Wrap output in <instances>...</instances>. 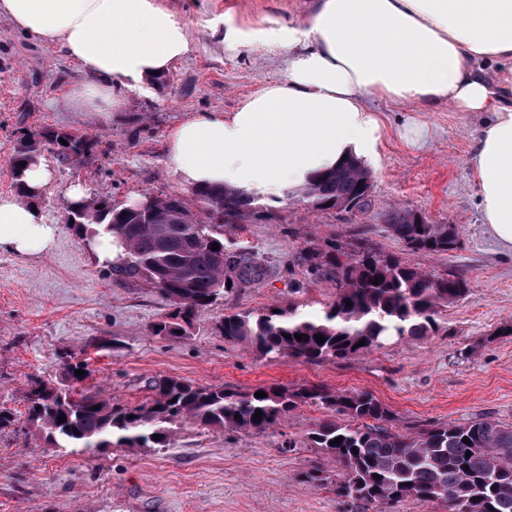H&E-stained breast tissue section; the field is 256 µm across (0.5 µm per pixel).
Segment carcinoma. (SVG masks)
Returning <instances> with one entry per match:
<instances>
[{"mask_svg":"<svg viewBox=\"0 0 512 512\" xmlns=\"http://www.w3.org/2000/svg\"><path fill=\"white\" fill-rule=\"evenodd\" d=\"M47 144L65 162L86 160L96 147L90 138L52 129L24 135L10 161L12 179L24 197V168L18 163L29 161ZM192 196L189 203L176 193L144 194L132 204L110 197L70 203L82 211L78 230L91 235L102 225L126 243V257L116 272L127 279L145 278L169 303L171 311L149 325L154 336L188 335L199 310L272 272L236 234L240 220H262L269 208L254 207L225 187L197 188ZM371 197L369 171L350 160L316 177L299 201L322 211L341 200L350 204L347 213L353 215L365 211ZM193 206L209 210L208 223L197 222ZM414 214L415 209L403 208L384 215L387 231L406 251L443 255L459 248L457 225L418 222ZM215 242L217 251L212 250ZM298 261L307 276L336 289L335 299L316 312H305L292 301L256 313L226 315L216 324L225 341L243 343L270 362L347 361L392 338L438 335L446 329L441 313L468 289L458 274L429 273L360 237L349 243L328 237L301 251ZM297 333L302 340L294 339ZM317 335L325 341L316 342ZM361 341L364 345L357 346ZM61 364L62 378L37 380L23 392L28 426L46 433L57 448L74 453L112 446L167 448L175 426L183 421L219 431L264 433L308 405L321 410L323 418L302 437L282 441L281 450L315 448L336 464V472L315 466L305 472V479L333 487L345 512H391L425 502H440L446 512H512V424L491 416L421 424L407 432L399 427L397 415L366 390L277 383L241 390L175 376L150 380L146 402L123 406L100 389L78 390L89 376L84 363L67 354ZM77 370L84 375L75 374ZM258 391L265 396L256 397ZM61 415L66 416L62 423ZM155 434L160 438H153ZM465 437L470 443L463 442ZM337 438L340 444H331Z\"/></svg>","mask_w":512,"mask_h":512,"instance_id":"carcinoma-1","label":"carcinoma"}]
</instances>
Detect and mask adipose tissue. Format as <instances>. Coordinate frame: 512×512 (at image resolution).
I'll list each match as a JSON object with an SVG mask.
<instances>
[{
    "label": "adipose tissue",
    "instance_id": "obj_1",
    "mask_svg": "<svg viewBox=\"0 0 512 512\" xmlns=\"http://www.w3.org/2000/svg\"><path fill=\"white\" fill-rule=\"evenodd\" d=\"M1 16L76 63L66 97L104 120L190 50L183 21L158 0H0ZM224 43L283 52L287 73L234 111L198 112L170 130L181 186L276 206L343 158L376 165L383 123L369 99L410 107L399 134L411 148L429 138L418 113L444 104L482 115L468 165L486 230L512 254V0H314L303 20L278 27L225 14ZM51 179L47 158L34 156L23 176L31 201L0 197V250L52 251L57 228L33 202Z\"/></svg>",
    "mask_w": 512,
    "mask_h": 512
}]
</instances>
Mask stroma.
I'll return each mask as SVG.
<instances>
[{"instance_id": "1", "label": "stroma", "mask_w": 512, "mask_h": 512, "mask_svg": "<svg viewBox=\"0 0 512 512\" xmlns=\"http://www.w3.org/2000/svg\"><path fill=\"white\" fill-rule=\"evenodd\" d=\"M184 22L188 55L147 92H131L111 119L97 120L66 104L78 79L75 63L54 46L19 33L0 18V195L14 194L9 163L23 133L44 128L95 138L89 162L44 154L54 176L37 206L57 225L47 256L0 250V406L17 422L0 430V512H340L333 492L304 482L318 462L315 449L284 453L285 436L305 435L322 416L312 406L289 413L260 435L185 423L170 448H105L73 453L50 446L26 423L28 383L60 377L59 357L88 362L90 386L119 405L150 396L149 380L177 376L235 388L281 383L319 384L373 392L410 427L488 414L512 423V256L488 234L467 165L481 116L447 107L420 113L431 137L420 149L398 135L407 106L371 100L385 132L371 167V205L365 212H319L298 201L272 209L267 221L244 220L242 235L274 265L261 283L224 294L200 310L187 336H152L167 301L142 279H122L99 263L86 237L67 220L66 191L82 184L89 197L128 201L181 187L165 154L170 129L196 112H230L266 84L282 79L287 56L248 55L224 44V13L275 27L303 19L312 0H159ZM413 208L438 224L458 225L462 244L445 255L413 254L432 273L453 271L468 282L464 300L445 314L446 331L420 341L391 340L357 358L310 365L270 362L215 329L224 315L256 311L296 296L313 311L336 291L305 277L298 253L333 236L362 237L384 252L402 253L387 232L385 212Z\"/></svg>"}]
</instances>
